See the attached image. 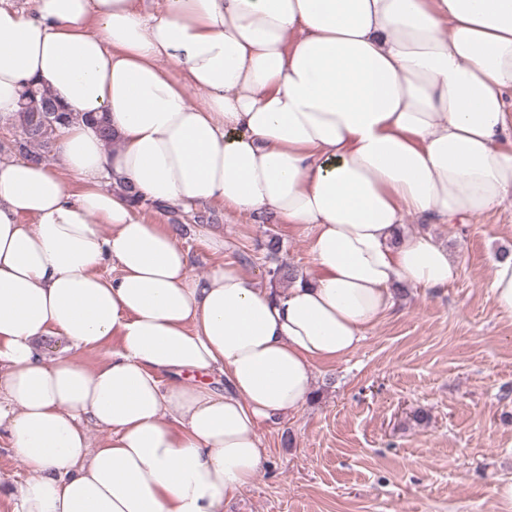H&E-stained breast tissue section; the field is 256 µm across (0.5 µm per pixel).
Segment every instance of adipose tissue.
<instances>
[{
    "label": "adipose tissue",
    "mask_w": 512,
    "mask_h": 512,
    "mask_svg": "<svg viewBox=\"0 0 512 512\" xmlns=\"http://www.w3.org/2000/svg\"><path fill=\"white\" fill-rule=\"evenodd\" d=\"M31 82L72 118L62 171L0 162V431L29 472L14 512H224L316 362L354 351L397 289L456 279L405 217L512 198V0H0L1 125ZM133 192L297 225L315 273L282 291L230 260L191 277ZM114 339L95 368L70 354Z\"/></svg>",
    "instance_id": "ef3b65f1"
}]
</instances>
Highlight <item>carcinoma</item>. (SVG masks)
Returning <instances> with one entry per match:
<instances>
[{"label":"carcinoma","instance_id":"cac0c4a2","mask_svg":"<svg viewBox=\"0 0 512 512\" xmlns=\"http://www.w3.org/2000/svg\"><path fill=\"white\" fill-rule=\"evenodd\" d=\"M69 119L70 114L56 104L48 90L31 86L23 94L13 146L27 152L29 160L38 164L52 152L59 129ZM30 147L35 151L28 152Z\"/></svg>","mask_w":512,"mask_h":512}]
</instances>
